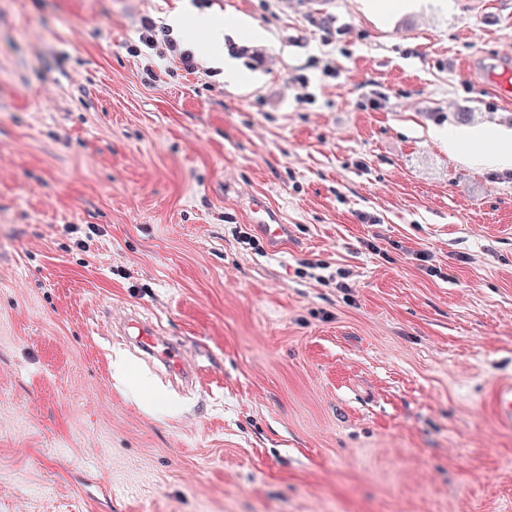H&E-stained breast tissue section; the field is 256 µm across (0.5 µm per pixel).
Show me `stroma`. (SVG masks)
<instances>
[{
  "instance_id": "stroma-1",
  "label": "stroma",
  "mask_w": 512,
  "mask_h": 512,
  "mask_svg": "<svg viewBox=\"0 0 512 512\" xmlns=\"http://www.w3.org/2000/svg\"><path fill=\"white\" fill-rule=\"evenodd\" d=\"M508 70L512 0H0V512H512ZM144 29L145 34H142V38L140 39L146 47L149 49H155V47L161 43L159 39L160 33L162 36V42L164 43L166 49L170 52L174 61L177 62L175 60L177 59L179 61L178 63L182 65V68L185 71L194 70L193 56L188 50H180L177 43L173 39L169 38L170 34L168 28L163 27L161 30H158L155 22L146 20L144 23ZM482 138L491 155L502 159L511 158L512 161V139L503 137L494 131L483 132ZM119 326L123 331L122 336H130L142 356L159 360L169 374L193 383L196 372L185 364L177 347L165 341L152 323L131 314ZM495 415L501 426L512 428V380L499 381L493 390Z\"/></svg>"
}]
</instances>
